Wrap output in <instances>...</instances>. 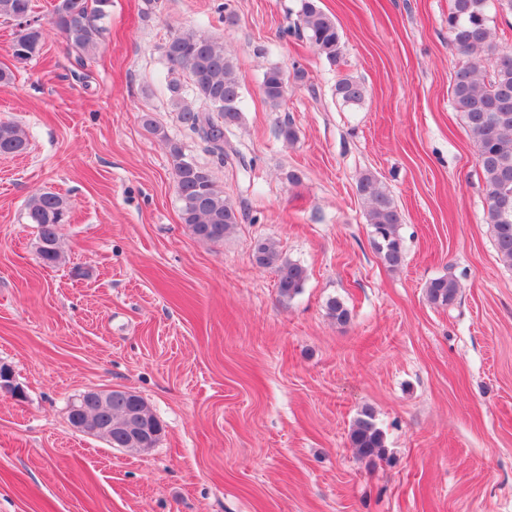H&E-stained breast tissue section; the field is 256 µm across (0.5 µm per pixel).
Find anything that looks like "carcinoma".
Segmentation results:
<instances>
[{
    "mask_svg": "<svg viewBox=\"0 0 512 512\" xmlns=\"http://www.w3.org/2000/svg\"><path fill=\"white\" fill-rule=\"evenodd\" d=\"M111 0H55L53 24L78 55V61L94 54L99 46L95 20L107 16ZM512 14V0H453L448 14V38L463 56L452 84V100L477 147L487 201V221L491 225L499 259L512 266V52H497L488 26L489 9ZM32 14V0H0V18L16 21ZM301 26L304 37L316 52L335 63L341 54V36L335 20L323 12L315 0H302ZM42 26L18 29L11 55L25 63L43 47ZM169 64V101L183 128L198 137L207 151L222 164L235 153L224 139L225 132L238 125L244 112L241 84L234 60L224 44L203 35L176 34L165 45ZM261 92L277 109L288 95V75L278 66L263 72ZM336 95L346 105H359L365 98L364 86L348 77L336 83ZM173 162V178L180 202L181 221L191 234L204 242L219 244L239 224V211L224 194L212 171L188 158L177 142H167ZM28 146L23 127L0 122V155H15ZM357 190L368 204L371 244L381 262L397 269L404 262L400 234L402 214L392 196L371 173L362 175ZM68 211L62 196L43 192L26 203L25 217L38 228L37 256L41 264L56 266L61 259L60 230ZM253 263L275 275L277 292L285 301L295 298L307 279V269L283 256L277 244L259 240L252 249ZM458 281L443 275L426 285V298L436 307L447 308L457 300ZM327 314L338 325L351 319L346 304L334 297L328 300ZM135 412L139 426L154 434L137 447L124 439L116 428ZM89 414L112 423V436L103 440L112 448L145 451L155 446L163 426L143 397L131 400L121 389L112 391L106 404L89 409ZM349 442L359 458L373 461L385 453V433L374 409L365 405L349 431Z\"/></svg>",
    "mask_w": 512,
    "mask_h": 512,
    "instance_id": "cac0c4a2",
    "label": "carcinoma"
}]
</instances>
